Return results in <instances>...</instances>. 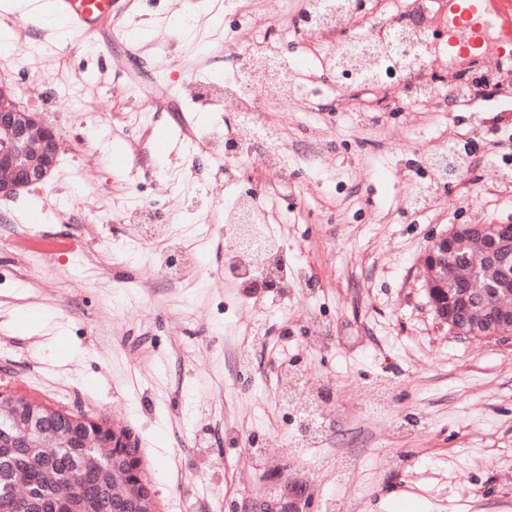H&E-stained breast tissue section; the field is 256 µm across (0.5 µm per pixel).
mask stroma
<instances>
[{"instance_id":"obj_1","label":"stroma","mask_w":512,"mask_h":512,"mask_svg":"<svg viewBox=\"0 0 512 512\" xmlns=\"http://www.w3.org/2000/svg\"><path fill=\"white\" fill-rule=\"evenodd\" d=\"M353 4L320 37L301 0H122L102 42L5 17L0 81L60 149L49 179L0 198V389L131 430L157 512H252L291 482L312 512H512V340L449 333L423 264L452 225L512 224V63L449 59L443 0ZM401 27L433 46L432 102L337 82L338 42ZM259 39L297 92L241 79ZM225 85L278 150H212L240 120L209 92ZM245 194L282 251L279 288L231 269ZM134 210L201 253L184 281H161L166 246ZM294 360L329 392L307 440L283 398Z\"/></svg>"}]
</instances>
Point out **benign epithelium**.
Masks as SVG:
<instances>
[{
	"mask_svg": "<svg viewBox=\"0 0 512 512\" xmlns=\"http://www.w3.org/2000/svg\"><path fill=\"white\" fill-rule=\"evenodd\" d=\"M59 135L46 125L39 113L24 109L11 87L0 82V197L17 194L44 182L53 172L58 157ZM477 236V246L485 264L497 269L512 247V224L456 225L433 241L424 258L427 288L438 319L449 324L459 336L478 322L467 270L448 283V256L455 253L466 236ZM497 299L499 324L512 327V293L491 289ZM92 427L94 435L86 447L97 448L112 458V466L122 471L123 479L104 492L112 495L113 512H155L154 492L141 476V467H132L126 449L135 443L134 434L118 428L102 417H88L54 407L44 401L7 390L0 391V450L8 453L25 449V455L45 463L54 452L70 447L69 431ZM288 503L265 499L254 512H303L304 503L294 488L288 491ZM13 512H90V501L76 487H65L51 503L27 496L7 505Z\"/></svg>",
	"mask_w": 512,
	"mask_h": 512,
	"instance_id": "7a95c632",
	"label": "benign epithelium"
}]
</instances>
